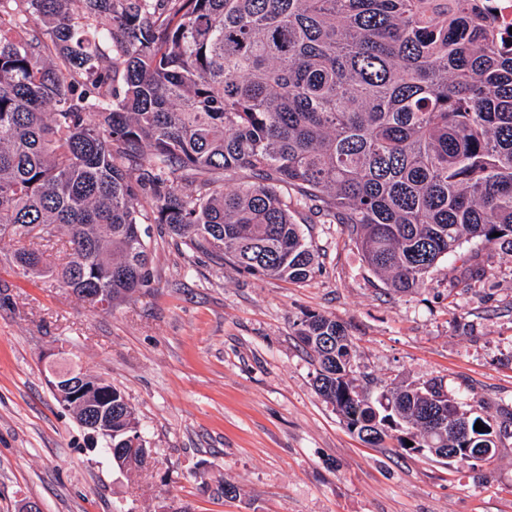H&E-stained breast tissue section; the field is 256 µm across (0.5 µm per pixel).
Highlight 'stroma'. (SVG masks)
I'll return each mask as SVG.
<instances>
[{
    "label": "stroma",
    "mask_w": 512,
    "mask_h": 512,
    "mask_svg": "<svg viewBox=\"0 0 512 512\" xmlns=\"http://www.w3.org/2000/svg\"><path fill=\"white\" fill-rule=\"evenodd\" d=\"M316 256L306 282L253 276L149 229L151 282L106 311L46 278L15 273L0 239V512H512V438L472 469L364 444L316 393L297 336L305 314L336 319L354 375L441 381L464 404L512 408V245H464L427 288L396 294L343 225L299 206ZM72 363L124 393L153 458L128 483L46 379ZM237 488L215 495L216 480Z\"/></svg>",
    "instance_id": "stroma-1"
}]
</instances>
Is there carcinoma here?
Returning <instances> with one entry per match:
<instances>
[{
	"mask_svg": "<svg viewBox=\"0 0 512 512\" xmlns=\"http://www.w3.org/2000/svg\"><path fill=\"white\" fill-rule=\"evenodd\" d=\"M290 187L397 293L465 243H512V35L491 0H0V238L20 274L130 297L160 224L216 263L304 281L315 255ZM298 336L318 395L367 445L396 431L430 457L512 437L433 379L372 398L330 317ZM111 397L102 452L134 483L152 449Z\"/></svg>",
	"mask_w": 512,
	"mask_h": 512,
	"instance_id": "1",
	"label": "carcinoma"
}]
</instances>
